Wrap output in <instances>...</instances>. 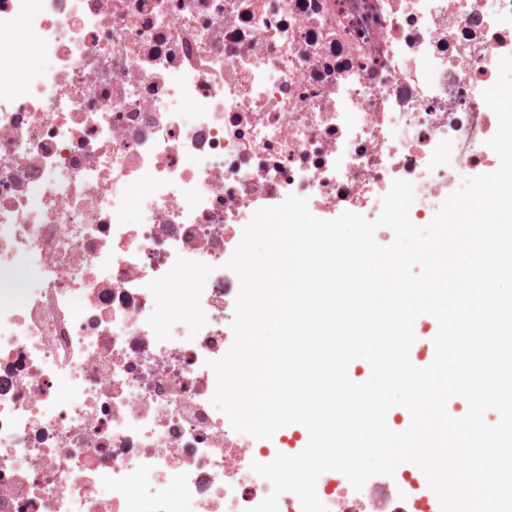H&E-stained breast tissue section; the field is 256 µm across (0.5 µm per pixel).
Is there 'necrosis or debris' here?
<instances>
[{"mask_svg":"<svg viewBox=\"0 0 512 512\" xmlns=\"http://www.w3.org/2000/svg\"><path fill=\"white\" fill-rule=\"evenodd\" d=\"M506 56L512 0H0V512L257 505L278 449L233 430L210 366L245 227L291 195L373 220L397 179L430 223L496 166ZM316 490L441 512L417 468Z\"/></svg>","mask_w":512,"mask_h":512,"instance_id":"4bbe7bcc","label":"necrosis or debris"}]
</instances>
